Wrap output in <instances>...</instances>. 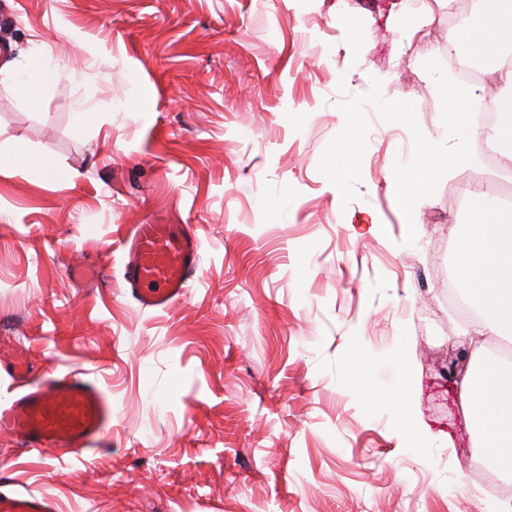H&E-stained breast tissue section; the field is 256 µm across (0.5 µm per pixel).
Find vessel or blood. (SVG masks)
Masks as SVG:
<instances>
[{
    "instance_id": "b4317fda",
    "label": "vessel or blood",
    "mask_w": 512,
    "mask_h": 512,
    "mask_svg": "<svg viewBox=\"0 0 512 512\" xmlns=\"http://www.w3.org/2000/svg\"><path fill=\"white\" fill-rule=\"evenodd\" d=\"M124 283L143 307L166 308L180 300L201 261L200 243L188 224H137L126 237ZM9 374L20 391L0 405V432L28 448L47 452L94 450L112 424V404L88 378L66 373L50 382L34 380L25 357L11 361ZM0 512H56L49 497L0 490Z\"/></svg>"
}]
</instances>
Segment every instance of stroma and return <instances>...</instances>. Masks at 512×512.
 <instances>
[{
	"label": "stroma",
	"instance_id": "35a3bbf8",
	"mask_svg": "<svg viewBox=\"0 0 512 512\" xmlns=\"http://www.w3.org/2000/svg\"><path fill=\"white\" fill-rule=\"evenodd\" d=\"M448 30L443 0H0V48L43 42L61 68L36 109L0 83V153L20 142L53 169L0 170V361L84 374L113 412L90 465L0 434L1 483L57 512H487L478 482L458 489L482 460L459 380L476 317L448 279L471 177L494 170L481 189L512 210V161L475 133L471 162L416 204L411 245L403 124L368 113L350 203L318 170L368 75L437 135L418 60ZM283 194L277 221L263 203ZM136 224L195 227L201 262L170 308L125 290ZM355 358L380 399L354 391ZM404 373L424 460L393 422Z\"/></svg>",
	"mask_w": 512,
	"mask_h": 512
}]
</instances>
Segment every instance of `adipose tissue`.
Wrapping results in <instances>:
<instances>
[{
  "mask_svg": "<svg viewBox=\"0 0 512 512\" xmlns=\"http://www.w3.org/2000/svg\"><path fill=\"white\" fill-rule=\"evenodd\" d=\"M490 2L487 14L449 34L448 46L459 55L491 60L512 87V69L500 59L502 45L512 42V0ZM0 69L14 73V96L33 109L60 73L59 66L35 56L21 66L2 63ZM452 269L456 288L478 314L468 338L474 359L462 381L466 417L484 460L512 481V364L495 361L480 347L489 334L512 341V223L489 204L480 205L463 227Z\"/></svg>",
  "mask_w": 512,
  "mask_h": 512,
  "instance_id": "adipose-tissue-1",
  "label": "adipose tissue"
}]
</instances>
